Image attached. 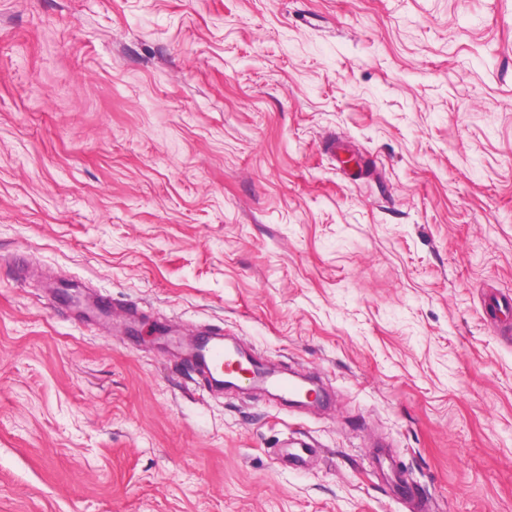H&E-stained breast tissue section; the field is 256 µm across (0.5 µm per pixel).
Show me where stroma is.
<instances>
[{
  "label": "stroma",
  "mask_w": 512,
  "mask_h": 512,
  "mask_svg": "<svg viewBox=\"0 0 512 512\" xmlns=\"http://www.w3.org/2000/svg\"><path fill=\"white\" fill-rule=\"evenodd\" d=\"M493 289L512 0H0V512H408L384 451L512 512ZM204 329L330 405L210 389ZM285 445L281 453L276 457L280 463L286 462L288 465L295 469H300L305 463L308 455L313 453L314 449L310 447L306 441H300Z\"/></svg>",
  "instance_id": "35a3bbf8"
}]
</instances>
